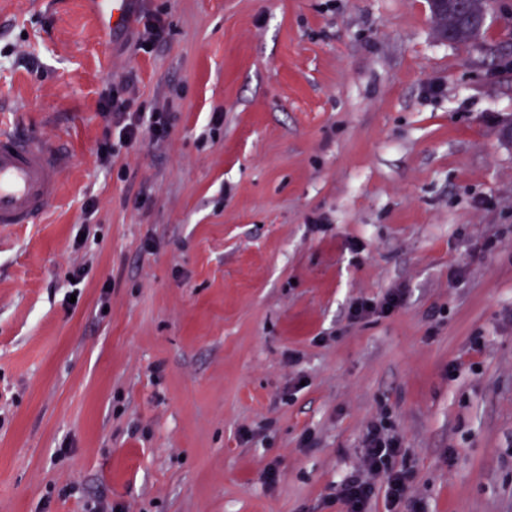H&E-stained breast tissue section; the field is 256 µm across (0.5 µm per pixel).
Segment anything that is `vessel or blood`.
I'll return each instance as SVG.
<instances>
[{
    "instance_id": "obj_1",
    "label": "vessel or blood",
    "mask_w": 512,
    "mask_h": 512,
    "mask_svg": "<svg viewBox=\"0 0 512 512\" xmlns=\"http://www.w3.org/2000/svg\"><path fill=\"white\" fill-rule=\"evenodd\" d=\"M101 33L123 27L129 0H90ZM62 157L51 142L0 132V229L33 224L57 198Z\"/></svg>"
}]
</instances>
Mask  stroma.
<instances>
[{
  "label": "stroma",
  "instance_id": "1",
  "mask_svg": "<svg viewBox=\"0 0 512 512\" xmlns=\"http://www.w3.org/2000/svg\"><path fill=\"white\" fill-rule=\"evenodd\" d=\"M130 72L163 142L101 110ZM510 115L512 0L469 44L428 0H0V127L67 158L0 233V512H336L385 411L402 512H512ZM91 9L103 35L123 27L128 19L130 0H89ZM403 299L404 292L400 288L390 290L380 301L361 298L352 303L349 316L352 320H358L373 315H387L397 310Z\"/></svg>",
  "mask_w": 512,
  "mask_h": 512
}]
</instances>
